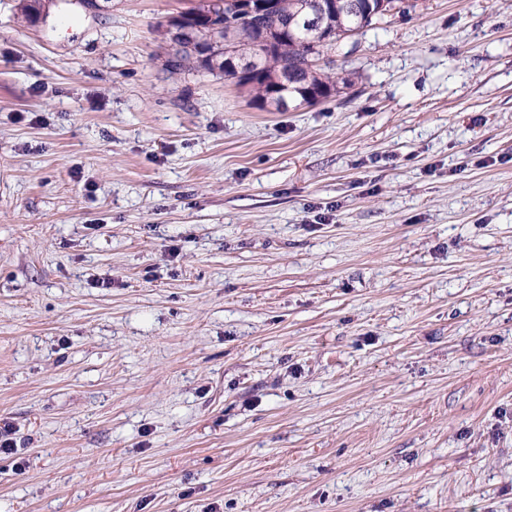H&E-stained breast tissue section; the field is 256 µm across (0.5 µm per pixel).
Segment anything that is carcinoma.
I'll return each instance as SVG.
<instances>
[{
    "label": "carcinoma",
    "mask_w": 512,
    "mask_h": 512,
    "mask_svg": "<svg viewBox=\"0 0 512 512\" xmlns=\"http://www.w3.org/2000/svg\"><path fill=\"white\" fill-rule=\"evenodd\" d=\"M359 10L350 8V0H277V8L243 13L235 0H211V3L179 15L193 28L213 29L215 40L206 52L184 47L168 61L172 72L191 66L209 72L219 70L226 79L250 89L254 102L271 105L281 111L287 102L312 104L331 96L339 77L333 68L321 64L325 55H340L352 39L350 32L370 27L385 14L399 8L402 0H357ZM236 51L251 55L262 50L259 65L239 75L216 63L224 59L226 40ZM288 71L290 84L278 88L272 75Z\"/></svg>",
    "instance_id": "cac0c4a2"
}]
</instances>
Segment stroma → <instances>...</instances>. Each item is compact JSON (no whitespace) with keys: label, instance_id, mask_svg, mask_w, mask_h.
I'll list each match as a JSON object with an SVG mask.
<instances>
[{"label":"stroma","instance_id":"1","mask_svg":"<svg viewBox=\"0 0 512 512\" xmlns=\"http://www.w3.org/2000/svg\"><path fill=\"white\" fill-rule=\"evenodd\" d=\"M206 2L0 0V512H512V0L281 112Z\"/></svg>","mask_w":512,"mask_h":512}]
</instances>
